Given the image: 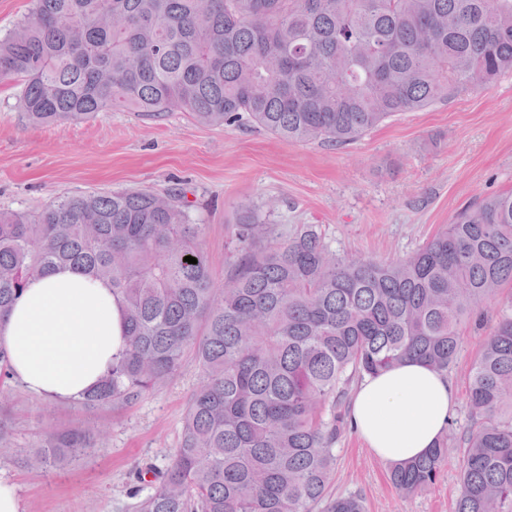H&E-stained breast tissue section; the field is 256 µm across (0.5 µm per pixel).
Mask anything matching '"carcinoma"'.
I'll use <instances>...</instances> for the list:
<instances>
[{
  "label": "carcinoma",
  "mask_w": 512,
  "mask_h": 512,
  "mask_svg": "<svg viewBox=\"0 0 512 512\" xmlns=\"http://www.w3.org/2000/svg\"><path fill=\"white\" fill-rule=\"evenodd\" d=\"M505 73L512 0H33L0 39V80L22 82L34 124L177 110L208 125L245 117L288 142L349 144ZM202 234L179 189L0 211V318L50 269L112 288L126 348L72 399L83 406L136 401L194 351L202 378L180 443L137 512H365L360 496L326 492L347 388L405 360L455 363L459 325L512 288V190L395 262L338 258L314 224L281 238L244 209L220 292ZM468 404L455 512H512V298L471 365ZM93 441L59 434L30 463L63 465ZM447 447L391 464L392 484L406 496L432 485Z\"/></svg>",
  "instance_id": "cac0c4a2"
}]
</instances>
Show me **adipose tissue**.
I'll list each match as a JSON object with an SVG mask.
<instances>
[{
  "mask_svg": "<svg viewBox=\"0 0 512 512\" xmlns=\"http://www.w3.org/2000/svg\"><path fill=\"white\" fill-rule=\"evenodd\" d=\"M123 331L121 305L105 282L58 268L29 279L0 321V348L28 390L67 400L106 373L125 348ZM454 405L447 375L407 360L359 382L350 420L378 457L407 462L437 444Z\"/></svg>",
  "mask_w": 512,
  "mask_h": 512,
  "instance_id": "adipose-tissue-1",
  "label": "adipose tissue"
}]
</instances>
